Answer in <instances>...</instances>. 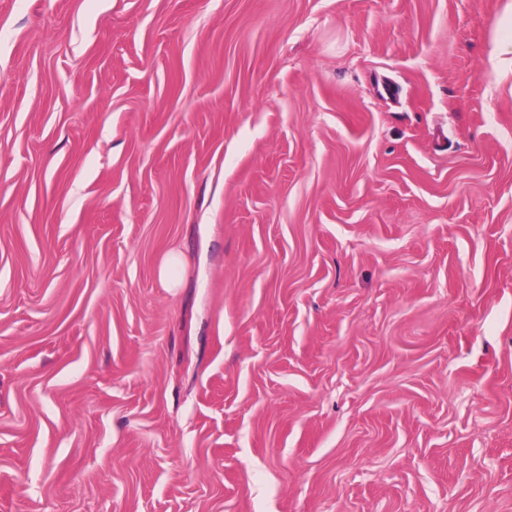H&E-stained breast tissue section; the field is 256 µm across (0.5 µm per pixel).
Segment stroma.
I'll return each instance as SVG.
<instances>
[{
  "mask_svg": "<svg viewBox=\"0 0 512 512\" xmlns=\"http://www.w3.org/2000/svg\"><path fill=\"white\" fill-rule=\"evenodd\" d=\"M511 6L0 0V512H512Z\"/></svg>",
  "mask_w": 512,
  "mask_h": 512,
  "instance_id": "1",
  "label": "stroma"
}]
</instances>
